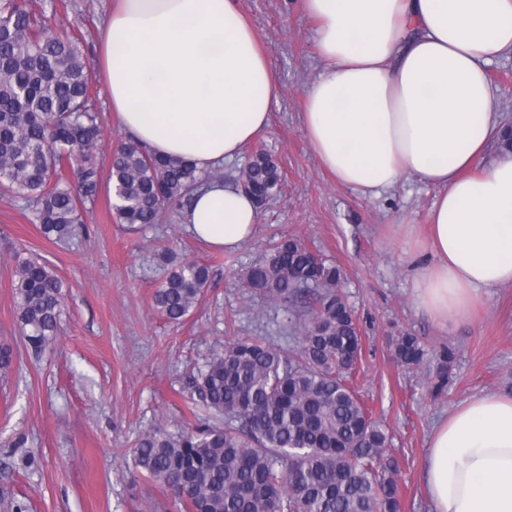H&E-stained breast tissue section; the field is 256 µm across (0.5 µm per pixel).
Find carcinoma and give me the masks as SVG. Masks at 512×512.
I'll return each instance as SVG.
<instances>
[{
  "label": "carcinoma",
  "mask_w": 512,
  "mask_h": 512,
  "mask_svg": "<svg viewBox=\"0 0 512 512\" xmlns=\"http://www.w3.org/2000/svg\"><path fill=\"white\" fill-rule=\"evenodd\" d=\"M91 64L67 32H53L28 0H0V190L25 200L48 239L68 245L87 233L82 209L102 179L93 154L102 129L90 104ZM206 176L158 157L132 140L112 152L113 210L129 227L155 224ZM244 182L262 205L280 189L281 172L264 152L252 155ZM340 269L299 237H283L247 271V287L292 308L300 305L296 346L232 338L195 379L199 405L222 424L162 427L137 442L140 473L165 488L182 512H399L396 465L388 435L351 383L362 336L336 289ZM209 268L182 259L154 300L178 322L197 307ZM17 329L40 353L58 335L64 294L38 258H21L11 278ZM397 362L428 356L417 337L395 338ZM452 351L438 356L433 392L448 385Z\"/></svg>",
  "instance_id": "1"
}]
</instances>
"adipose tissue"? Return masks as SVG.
<instances>
[{
  "mask_svg": "<svg viewBox=\"0 0 512 512\" xmlns=\"http://www.w3.org/2000/svg\"><path fill=\"white\" fill-rule=\"evenodd\" d=\"M327 69L303 123L337 182L377 197L414 178L437 190L414 300L442 326L512 283V153L488 67L512 54V0H303ZM121 128L207 174L182 221L233 249L258 209L214 169L239 158L278 103L274 72L234 0H116L100 37ZM424 484L434 512H512V395L456 406L433 429Z\"/></svg>",
  "mask_w": 512,
  "mask_h": 512,
  "instance_id": "1",
  "label": "adipose tissue"
}]
</instances>
